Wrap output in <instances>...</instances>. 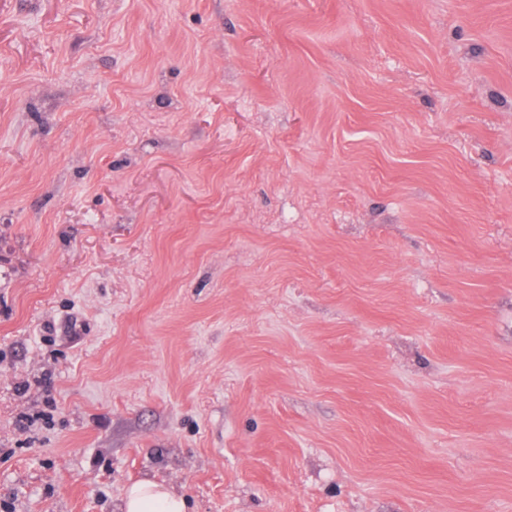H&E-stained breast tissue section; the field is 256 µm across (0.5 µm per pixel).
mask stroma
Listing matches in <instances>:
<instances>
[{"instance_id": "35a3bbf8", "label": "stroma", "mask_w": 512, "mask_h": 512, "mask_svg": "<svg viewBox=\"0 0 512 512\" xmlns=\"http://www.w3.org/2000/svg\"><path fill=\"white\" fill-rule=\"evenodd\" d=\"M512 512V0H0V512ZM185 499L149 478L132 483L122 498L121 512H186Z\"/></svg>"}]
</instances>
